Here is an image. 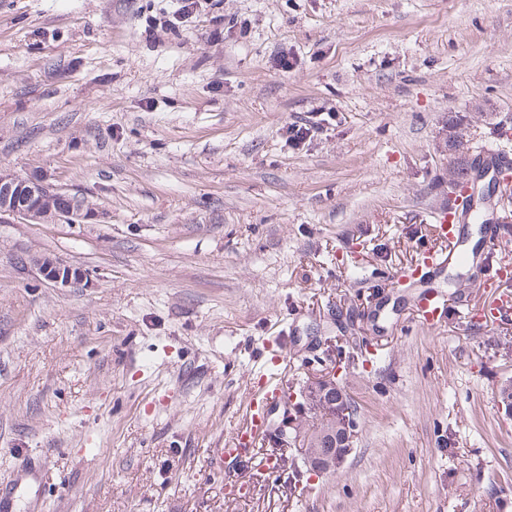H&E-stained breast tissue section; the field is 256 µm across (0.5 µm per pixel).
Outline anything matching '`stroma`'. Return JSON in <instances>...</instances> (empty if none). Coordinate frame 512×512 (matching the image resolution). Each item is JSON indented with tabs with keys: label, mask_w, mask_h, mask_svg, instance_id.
I'll return each instance as SVG.
<instances>
[{
	"label": "stroma",
	"mask_w": 512,
	"mask_h": 512,
	"mask_svg": "<svg viewBox=\"0 0 512 512\" xmlns=\"http://www.w3.org/2000/svg\"><path fill=\"white\" fill-rule=\"evenodd\" d=\"M0 0V169L83 224L0 223V496L13 512H512V312L464 267L420 326L455 142L512 123V0ZM287 65H280V58ZM336 119L296 146L287 124ZM80 270L61 287L37 261ZM359 408L298 481L268 366ZM227 448V455L214 451ZM280 460L277 472L266 455ZM446 300L439 295H427L417 305V314L423 325L435 326L446 311ZM256 400L255 395L251 394V398L246 408V418L241 429H239L236 437L235 448H231L232 453L246 452L255 442V436L258 433L257 424L260 415L254 406ZM245 437V438H244ZM243 447V448H242ZM248 447V448H246Z\"/></svg>",
	"instance_id": "1"
}]
</instances>
